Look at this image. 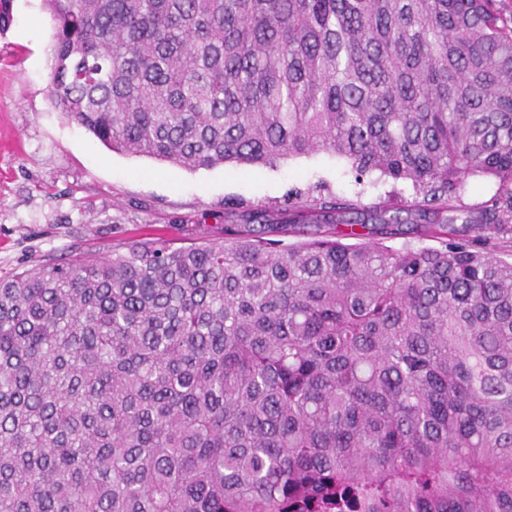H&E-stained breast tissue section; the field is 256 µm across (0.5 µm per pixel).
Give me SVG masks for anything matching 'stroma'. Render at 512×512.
<instances>
[{
  "label": "stroma",
  "mask_w": 512,
  "mask_h": 512,
  "mask_svg": "<svg viewBox=\"0 0 512 512\" xmlns=\"http://www.w3.org/2000/svg\"><path fill=\"white\" fill-rule=\"evenodd\" d=\"M13 13L0 35V277L131 240L220 241L251 208L282 223L297 193L353 197L346 164L325 153L189 170L108 149L50 100L54 29L44 0H14ZM230 198L243 208L227 213Z\"/></svg>",
  "instance_id": "1"
}]
</instances>
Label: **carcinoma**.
<instances>
[{"instance_id": "1", "label": "carcinoma", "mask_w": 512, "mask_h": 512, "mask_svg": "<svg viewBox=\"0 0 512 512\" xmlns=\"http://www.w3.org/2000/svg\"><path fill=\"white\" fill-rule=\"evenodd\" d=\"M45 2L51 101L108 148L186 169L323 152L360 190L290 200L317 228L295 244L257 210L220 242L1 278L0 512H512L497 0ZM375 173L414 200L363 204ZM470 177L497 184L476 215L453 205ZM418 226L442 247L385 244Z\"/></svg>"}]
</instances>
